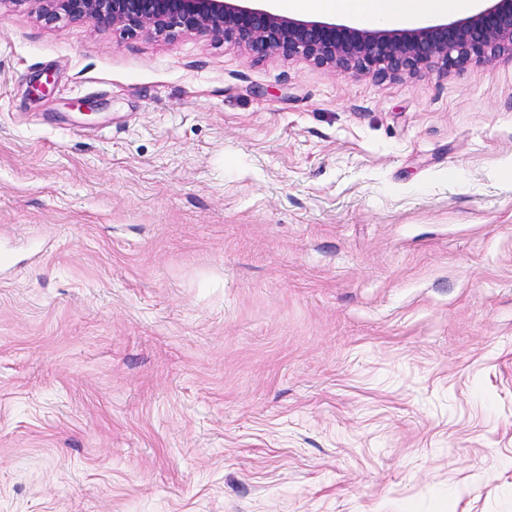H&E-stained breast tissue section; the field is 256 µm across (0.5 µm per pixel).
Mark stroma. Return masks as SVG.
Here are the masks:
<instances>
[{"label":"stroma","instance_id":"1","mask_svg":"<svg viewBox=\"0 0 512 512\" xmlns=\"http://www.w3.org/2000/svg\"><path fill=\"white\" fill-rule=\"evenodd\" d=\"M0 512H512V59L0 0Z\"/></svg>","mask_w":512,"mask_h":512}]
</instances>
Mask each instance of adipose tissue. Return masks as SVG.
Wrapping results in <instances>:
<instances>
[{
    "label": "adipose tissue",
    "instance_id": "obj_1",
    "mask_svg": "<svg viewBox=\"0 0 512 512\" xmlns=\"http://www.w3.org/2000/svg\"><path fill=\"white\" fill-rule=\"evenodd\" d=\"M283 9L347 12L358 21L396 20L422 13H450L468 9V0H279Z\"/></svg>",
    "mask_w": 512,
    "mask_h": 512
}]
</instances>
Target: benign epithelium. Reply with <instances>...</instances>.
<instances>
[{
  "label": "benign epithelium",
  "mask_w": 512,
  "mask_h": 512,
  "mask_svg": "<svg viewBox=\"0 0 512 512\" xmlns=\"http://www.w3.org/2000/svg\"><path fill=\"white\" fill-rule=\"evenodd\" d=\"M52 24L84 20L98 28L168 36L205 34L251 52L374 79L416 75L436 61L448 68L487 57L512 56V0L457 20L413 27L358 28L276 11L271 0H30Z\"/></svg>",
  "instance_id": "obj_1"
}]
</instances>
